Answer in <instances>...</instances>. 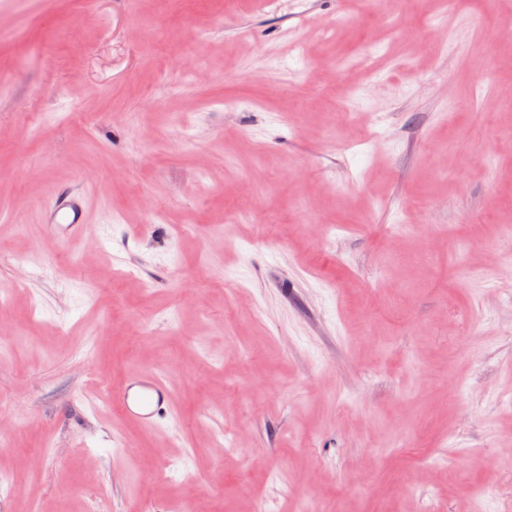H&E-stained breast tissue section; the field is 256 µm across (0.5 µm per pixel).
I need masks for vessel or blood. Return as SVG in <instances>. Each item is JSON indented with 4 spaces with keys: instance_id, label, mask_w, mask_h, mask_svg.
<instances>
[{
    "instance_id": "obj_1",
    "label": "vessel or blood",
    "mask_w": 512,
    "mask_h": 512,
    "mask_svg": "<svg viewBox=\"0 0 512 512\" xmlns=\"http://www.w3.org/2000/svg\"><path fill=\"white\" fill-rule=\"evenodd\" d=\"M87 199L81 192H60L51 207L43 214L47 228L66 242L78 240L84 229ZM116 412L136 420L148 430L161 428L163 419L171 414L174 388L160 372L140 371L110 393Z\"/></svg>"
}]
</instances>
